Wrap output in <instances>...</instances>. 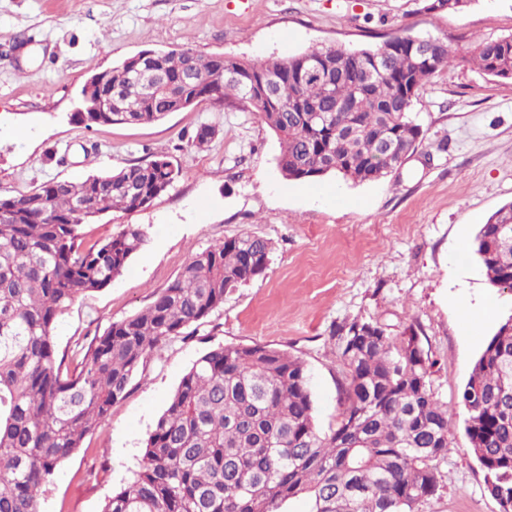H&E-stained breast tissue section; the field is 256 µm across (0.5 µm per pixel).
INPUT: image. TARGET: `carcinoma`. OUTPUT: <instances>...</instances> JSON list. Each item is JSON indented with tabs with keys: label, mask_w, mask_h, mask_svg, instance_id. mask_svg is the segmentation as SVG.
Listing matches in <instances>:
<instances>
[{
	"label": "carcinoma",
	"mask_w": 512,
	"mask_h": 512,
	"mask_svg": "<svg viewBox=\"0 0 512 512\" xmlns=\"http://www.w3.org/2000/svg\"><path fill=\"white\" fill-rule=\"evenodd\" d=\"M308 57L323 73L302 70ZM455 62L512 79V35L480 41L462 57L440 44L428 64L408 35L374 50L329 45L260 65L242 60L231 79L216 56L172 50L155 63L168 93L137 76L129 57L80 90L81 100L112 93L107 111L72 118L88 127L158 122L174 94L193 105H236L276 77L272 92L291 106L268 105L259 117L280 140L281 173L373 181L418 148L414 101ZM189 71L203 83L183 84ZM340 101L349 111H336ZM178 175L157 158L0 195V512H40L42 488L143 376L149 354L188 337L224 307L227 291L268 268L270 240L226 238L192 255L144 310L71 356L59 352V318L111 284L148 243L136 225L86 242L85 223L150 205ZM472 249L490 285L512 291V203L481 225ZM335 333L344 408L331 433L316 429L301 359L267 345H218L184 374L145 442L140 470L102 512H280L301 494L310 512H418L438 492V465L450 447L448 408L435 397L418 337L409 329L395 340L356 318ZM459 404L486 489L500 512H512V317L475 361Z\"/></svg>",
	"instance_id": "carcinoma-1"
}]
</instances>
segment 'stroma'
I'll use <instances>...</instances> for the list:
<instances>
[{
	"label": "stroma",
	"mask_w": 512,
	"mask_h": 512,
	"mask_svg": "<svg viewBox=\"0 0 512 512\" xmlns=\"http://www.w3.org/2000/svg\"><path fill=\"white\" fill-rule=\"evenodd\" d=\"M512 34V0L427 12L422 0H0V194L157 158L179 171L148 207L85 225L93 240L126 225L149 242L123 273L60 317L59 351L90 343L149 306L191 254L251 233L274 251L265 274L229 292L187 338L153 352L144 378L55 471L41 512H102L133 478L144 442L184 374L210 348L254 343L307 366L320 433L342 410L334 329L358 318L391 336L414 328L448 408L452 447L421 512H500L470 449L457 396L486 342L512 316V292L490 286L471 245L512 202V79L466 64L436 73L413 115L417 151L380 179L285 178L275 133L253 112L203 101L149 124L86 127L71 117L95 73L145 51L189 49L252 63L316 47L374 49L394 35L432 36L452 51ZM217 130L196 147L198 126Z\"/></svg>",
	"instance_id": "35a3bbf8"
}]
</instances>
